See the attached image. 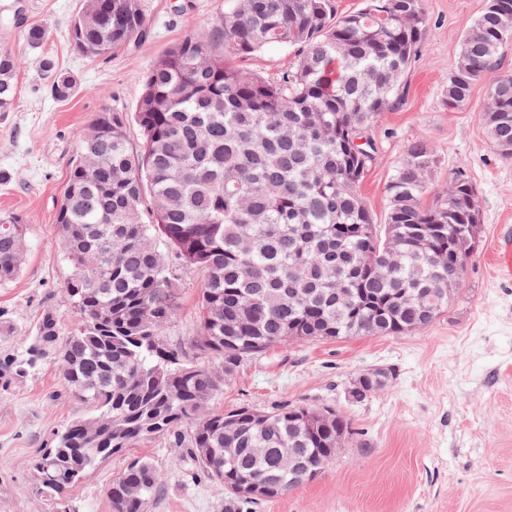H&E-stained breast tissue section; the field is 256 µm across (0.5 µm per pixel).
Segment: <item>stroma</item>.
Returning a JSON list of instances; mask_svg holds the SVG:
<instances>
[{
  "instance_id": "35a3bbf8",
  "label": "stroma",
  "mask_w": 512,
  "mask_h": 512,
  "mask_svg": "<svg viewBox=\"0 0 512 512\" xmlns=\"http://www.w3.org/2000/svg\"><path fill=\"white\" fill-rule=\"evenodd\" d=\"M485 3L426 0L424 56L404 76L402 103L373 131L379 152L359 187L384 218L389 178L418 137L438 161L433 189L466 175L477 190L481 233L464 286L425 329L281 346L238 371L217 400L221 409L330 406L354 431L319 476L246 512H512V278L496 263L504 239L512 238V161L500 159L487 138L484 85L463 110H449L443 93L460 42ZM84 6L85 0H0V49L21 56L16 101L0 112V220L14 216L25 226L22 270L0 284V512H51L36 492L33 460L80 413L58 356L34 347L46 316L63 337L75 320L65 291L73 269L58 243L56 214L80 141L98 114L134 112L155 61L234 0H142L149 38L105 60L82 54L70 40V24ZM32 25L46 31L38 49L24 41ZM45 55L75 81L68 99L45 93ZM180 276V311L163 331L174 344L198 330L201 278L190 267ZM375 368L392 370L388 387L351 402V384ZM145 456L164 486L150 512H227L221 487L163 438L135 443L88 472L70 492L77 512H112L113 478Z\"/></svg>"
}]
</instances>
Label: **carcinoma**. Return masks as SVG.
Wrapping results in <instances>:
<instances>
[{
    "label": "carcinoma",
    "mask_w": 512,
    "mask_h": 512,
    "mask_svg": "<svg viewBox=\"0 0 512 512\" xmlns=\"http://www.w3.org/2000/svg\"><path fill=\"white\" fill-rule=\"evenodd\" d=\"M96 19L82 34L93 57L150 34L141 0H86L77 19ZM424 0H367L343 17L332 0H236L206 29L165 51L145 77L131 115L103 113L83 137L58 211L61 247L73 267L65 289L76 315L57 345L54 319L40 344L59 347L69 392L87 409L53 434L34 460L37 493L54 512H74L70 489L112 455L167 436L228 495L232 512L276 499L302 474L335 457L329 438L351 435L332 411L328 426L305 423L304 405L224 412L216 398L227 366L246 362L297 337L329 340L394 336L419 321L411 295L452 303L448 275L468 263L467 209L475 187L463 174L426 201L437 160L428 142L409 143L386 192L377 223L358 188L378 153L371 134L398 101L401 79L424 56ZM512 43V0H486L464 36L444 95L462 110L483 77L501 67ZM269 45L295 50L274 80L235 59ZM20 59L0 53V112L13 106ZM45 89L68 98L73 80L42 60ZM496 105L483 125L496 153L512 159V72L486 88ZM139 130L132 146L127 124ZM346 262L336 267V237ZM25 239L18 221L0 224V282L12 281ZM398 253L390 277L358 269ZM202 276L198 334L171 344L164 328L179 308L178 271ZM210 359L212 366L195 363ZM236 448L234 457L226 449ZM298 448L295 472L279 467L277 449ZM256 478L267 491L245 490ZM148 458L112 480V512H149L161 495Z\"/></svg>",
    "instance_id": "1"
}]
</instances>
